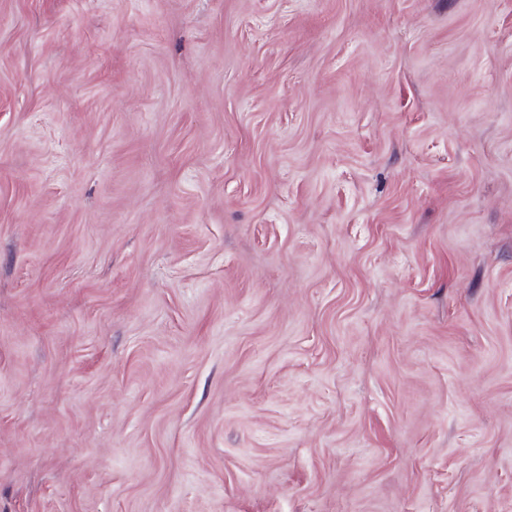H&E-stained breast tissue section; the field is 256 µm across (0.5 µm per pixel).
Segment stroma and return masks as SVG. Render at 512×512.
<instances>
[{
  "label": "stroma",
  "instance_id": "1",
  "mask_svg": "<svg viewBox=\"0 0 512 512\" xmlns=\"http://www.w3.org/2000/svg\"><path fill=\"white\" fill-rule=\"evenodd\" d=\"M0 512H512V0H0Z\"/></svg>",
  "mask_w": 512,
  "mask_h": 512
}]
</instances>
